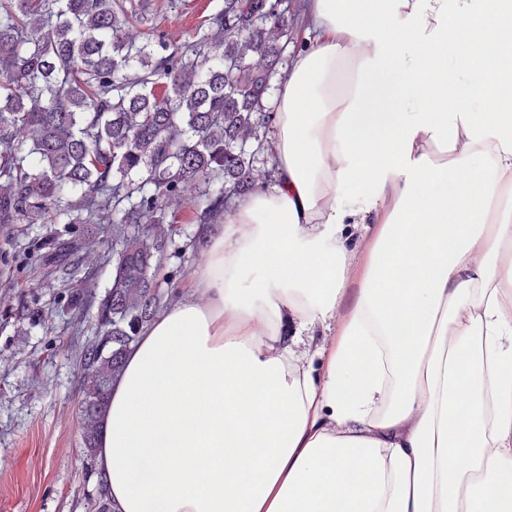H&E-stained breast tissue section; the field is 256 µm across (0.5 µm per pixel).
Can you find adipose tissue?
Wrapping results in <instances>:
<instances>
[{
	"label": "adipose tissue",
	"instance_id": "obj_1",
	"mask_svg": "<svg viewBox=\"0 0 512 512\" xmlns=\"http://www.w3.org/2000/svg\"><path fill=\"white\" fill-rule=\"evenodd\" d=\"M306 23L272 182L109 387L110 508L512 512V0Z\"/></svg>",
	"mask_w": 512,
	"mask_h": 512
}]
</instances>
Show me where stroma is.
Returning <instances> with one entry per match:
<instances>
[{
	"mask_svg": "<svg viewBox=\"0 0 512 512\" xmlns=\"http://www.w3.org/2000/svg\"><path fill=\"white\" fill-rule=\"evenodd\" d=\"M149 34L188 42L223 10L224 0H127ZM202 185L189 183L164 225L165 252L154 282L167 299L182 292L203 249ZM112 226L0 224V512H96L95 459L83 441L81 350L94 339L98 302L112 283Z\"/></svg>",
	"mask_w": 512,
	"mask_h": 512,
	"instance_id": "obj_1",
	"label": "stroma"
}]
</instances>
